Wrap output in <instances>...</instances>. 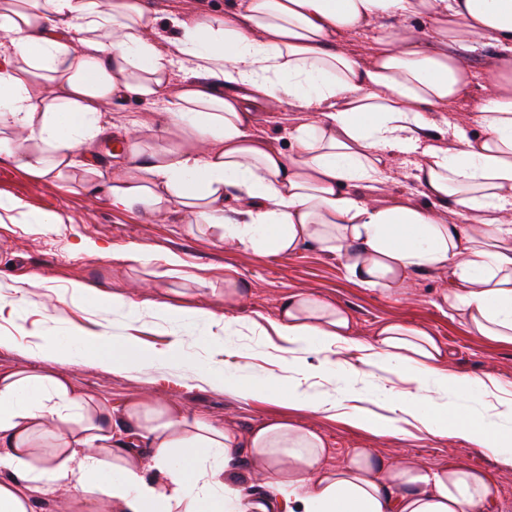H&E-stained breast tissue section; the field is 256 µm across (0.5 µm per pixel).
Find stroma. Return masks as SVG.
I'll return each mask as SVG.
<instances>
[{
    "mask_svg": "<svg viewBox=\"0 0 512 512\" xmlns=\"http://www.w3.org/2000/svg\"><path fill=\"white\" fill-rule=\"evenodd\" d=\"M106 120L121 132L147 139L165 129L160 102L142 98L113 101ZM290 106L277 112H258L257 136L283 151H291L290 126L301 120ZM118 137L103 141L97 157L109 172L118 171L125 155ZM87 176L77 171L69 178L42 180L11 164L0 163V196L25 204L34 213L55 214L54 232L42 234L27 224H0V331H11L34 343L48 334L73 335L79 331L105 332L129 338L142 348L165 349L173 330L169 324L141 311L133 316L110 307L74 303L72 284L87 282L101 291L119 293L138 303L170 302L201 306L216 317L231 316L251 324L242 336H224L225 344L239 351L242 375L271 379L281 375L275 345L279 338L271 327L282 295L305 290L345 308L354 325L353 337L373 342L388 322H403L430 333L445 346L450 368L460 374L491 377L512 391V345L473 335L460 320L437 305L444 281L439 273L414 275L404 295L392 297L351 280L336 254L310 246L292 255L264 256L225 247L220 231L192 233L189 218L171 210L157 220L139 210L116 211L87 192ZM96 245L79 252V238ZM135 244L159 253L173 252L184 262L179 277H160L150 268L131 266L117 252ZM233 267L246 283L242 304L224 303V269ZM74 387L91 393L113 408L134 398L155 403H178L187 410L217 422L251 427L272 418H290L314 429L327 440L329 465L342 464L356 448H370L386 456L410 457L430 469L460 465L488 474L494 512H512V468H504L485 450L460 439L428 434L416 423L401 436H378L351 426L345 419L314 410H299L267 398L242 400L209 385L195 370L181 365L145 366L137 371H113L79 360L55 366Z\"/></svg>",
    "mask_w": 512,
    "mask_h": 512,
    "instance_id": "1",
    "label": "stroma"
}]
</instances>
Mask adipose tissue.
Listing matches in <instances>:
<instances>
[{"label":"adipose tissue","instance_id":"ef3b65f1","mask_svg":"<svg viewBox=\"0 0 512 512\" xmlns=\"http://www.w3.org/2000/svg\"><path fill=\"white\" fill-rule=\"evenodd\" d=\"M359 31L372 34L363 57L346 46ZM0 32V160L39 179L84 171L113 209L177 208L244 250L317 245L365 288L445 274L442 307L512 345V0H227L223 13L163 22L146 0H0ZM471 42L496 50L478 98L453 50ZM128 93L163 101L181 141L126 137L124 169L109 176L93 148L112 134L105 105ZM463 102L476 132L457 125L438 142L433 130ZM284 104L309 115L288 153L252 130L257 109ZM387 152L414 157L418 200L379 201ZM272 327L286 377L210 365L202 377L243 400H285L379 434L415 421L512 468V392L447 368L426 331L387 323L359 343L349 313L307 291L281 297ZM32 355L36 367L0 371V512H31L34 492L91 512L104 501L112 512H489L482 471L430 470L367 448L331 467L325 438L288 418L244 431L133 399L116 420L53 369L72 359L190 366L184 337L156 353L103 333L49 335ZM365 367L398 374L414 394H386L377 416L355 391L307 389ZM439 390L454 402H438ZM476 395L487 399L480 415L468 404Z\"/></svg>","mask_w":512,"mask_h":512}]
</instances>
